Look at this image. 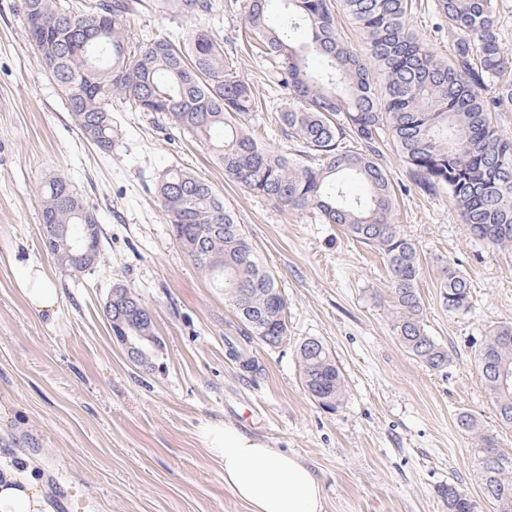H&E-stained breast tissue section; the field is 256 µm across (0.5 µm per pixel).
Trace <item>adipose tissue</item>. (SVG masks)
Here are the masks:
<instances>
[{
	"label": "adipose tissue",
	"mask_w": 512,
	"mask_h": 512,
	"mask_svg": "<svg viewBox=\"0 0 512 512\" xmlns=\"http://www.w3.org/2000/svg\"><path fill=\"white\" fill-rule=\"evenodd\" d=\"M25 301L52 313L59 293L42 267L27 266L18 282ZM207 451L224 460V484L247 504L249 512H323L320 481L299 457L225 423L202 429ZM46 491L36 464L29 459L0 461V512H49Z\"/></svg>",
	"instance_id": "1"
}]
</instances>
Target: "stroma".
Here are the masks:
<instances>
[{
	"mask_svg": "<svg viewBox=\"0 0 512 512\" xmlns=\"http://www.w3.org/2000/svg\"><path fill=\"white\" fill-rule=\"evenodd\" d=\"M202 20L144 10L136 40L159 30L176 38L206 27L265 105L250 128L282 149L283 97L265 62L244 47L242 0H213ZM112 149L82 137L64 92L27 35L23 0H0V448L38 462L53 512L68 493L87 512H248L224 484V462L207 452L210 422L232 424L294 453L318 475L324 512H448L442 490L464 489L474 512H496L474 472L479 433L512 453L475 366L489 331L512 324V246L474 240L448 195H421L393 146L384 165L397 193L393 221L416 243L418 291L431 336L448 349L443 373L399 342L383 301L381 256L312 211L291 210L228 180L207 150L153 112L112 113ZM223 195L287 302L288 340L254 346L241 371L227 353L236 318L221 289L177 243L156 198L171 168ZM67 178L101 225L100 260L78 277L56 267L41 239L39 190ZM471 283L472 308L448 311L441 267ZM42 265L59 290L55 314L36 313L17 281ZM149 309L162 348L153 367L130 362L103 307L112 283ZM324 341L340 367L344 402L327 409L304 390L296 358L305 338ZM478 432L459 429L460 413Z\"/></svg>",
	"mask_w": 512,
	"mask_h": 512,
	"instance_id": "obj_1",
	"label": "stroma"
}]
</instances>
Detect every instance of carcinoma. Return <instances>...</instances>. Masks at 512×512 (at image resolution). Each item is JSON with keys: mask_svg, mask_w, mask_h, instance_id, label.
Segmentation results:
<instances>
[{"mask_svg": "<svg viewBox=\"0 0 512 512\" xmlns=\"http://www.w3.org/2000/svg\"><path fill=\"white\" fill-rule=\"evenodd\" d=\"M142 0H93L79 9L62 0H24L27 28L48 26L37 49L56 79L81 135L98 149H112V109L156 112L193 134L244 189L284 208L310 209L357 242L382 255L389 270L387 299L395 331L407 351L430 369L448 368V350L425 328L418 292L416 244L392 223L396 194L379 163L383 136L391 135L416 189L441 191L455 200L470 234L490 245H512V138L500 134L497 112L512 111V61L502 51L498 0H435L448 26L453 54L445 58L410 26L411 0H342L362 34L367 58L339 30L332 0H283L278 21L272 0H246L245 28L285 91L279 133L295 146L279 153L257 140L249 117L259 108L249 83L228 65L224 45L204 28L181 47L159 33L137 41L130 20ZM159 11L202 17L212 0H157ZM360 141L356 151L347 138ZM364 187L351 195L340 180ZM157 198L183 253L215 287L238 319L242 339L277 348L288 341L286 302L243 226L207 182L169 169ZM98 223L72 185L60 176L41 189V241L62 271L78 276L100 257ZM90 256L75 258L81 238ZM441 296L450 312L470 308L466 274L442 267ZM149 357L162 347L153 321L124 326ZM302 382L320 405L334 409L345 397L344 378L325 343L297 348ZM475 362L501 424L512 427V325L492 330ZM477 474L496 512H512V455L497 437L484 435L476 449ZM448 512H473L465 492L444 488Z\"/></svg>", "mask_w": 512, "mask_h": 512, "instance_id": "cac0c4a2", "label": "carcinoma"}]
</instances>
